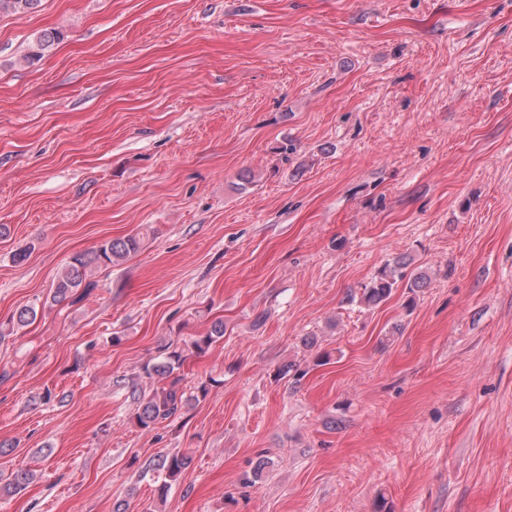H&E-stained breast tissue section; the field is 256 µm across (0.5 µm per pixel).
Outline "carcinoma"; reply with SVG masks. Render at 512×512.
Returning a JSON list of instances; mask_svg holds the SVG:
<instances>
[{"label":"carcinoma","instance_id":"cac0c4a2","mask_svg":"<svg viewBox=\"0 0 512 512\" xmlns=\"http://www.w3.org/2000/svg\"><path fill=\"white\" fill-rule=\"evenodd\" d=\"M38 0H0V14H25L33 8ZM56 36L42 35L29 47L24 59L32 63L41 59ZM140 238L129 235L125 238L113 239L105 242L89 256L80 255L64 269L58 277L52 294V302L61 303L75 295L80 287L89 288L87 282V267L91 264L107 266L125 258L140 248ZM407 281V288L414 290L424 284V275L421 273H407L406 262L396 259L384 264L372 278L361 296L362 302L368 306H375L388 300L394 288L401 281ZM224 335V326L218 323L209 333L197 337L192 342V347L203 352L208 349L217 338ZM183 355L179 350H171L165 353L163 360L150 366L143 367V374L148 379L157 378L163 381L160 386L154 387L149 393L143 395L135 409L134 419L138 426L148 428L163 421L176 417L185 405V393L179 387L181 378L175 375L179 368ZM191 457L181 451L160 455L152 465L151 470L161 477L158 492L159 497L164 495L177 484L183 472L190 466ZM33 480V474L28 470H17L11 474L7 483L0 482V494L16 495L26 490Z\"/></svg>","mask_w":512,"mask_h":512}]
</instances>
